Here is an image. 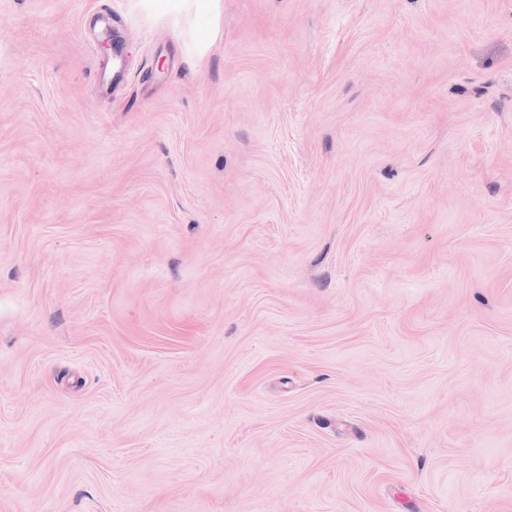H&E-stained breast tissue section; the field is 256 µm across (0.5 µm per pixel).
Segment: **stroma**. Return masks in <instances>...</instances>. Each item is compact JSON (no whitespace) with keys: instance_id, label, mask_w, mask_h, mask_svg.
<instances>
[{"instance_id":"obj_1","label":"stroma","mask_w":512,"mask_h":512,"mask_svg":"<svg viewBox=\"0 0 512 512\" xmlns=\"http://www.w3.org/2000/svg\"><path fill=\"white\" fill-rule=\"evenodd\" d=\"M0 512H512V0H0ZM143 2L153 11L162 13H181L187 9H192L196 13H215L219 8V0H145Z\"/></svg>"}]
</instances>
